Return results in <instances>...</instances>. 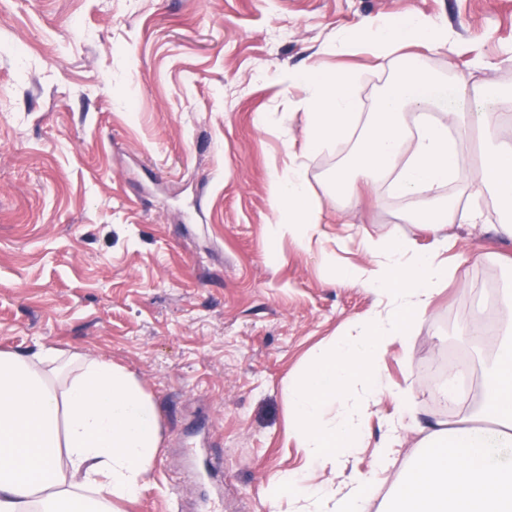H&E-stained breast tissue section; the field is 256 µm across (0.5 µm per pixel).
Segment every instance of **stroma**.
Here are the masks:
<instances>
[{"mask_svg": "<svg viewBox=\"0 0 512 512\" xmlns=\"http://www.w3.org/2000/svg\"><path fill=\"white\" fill-rule=\"evenodd\" d=\"M421 15L448 45L411 47L429 69L490 86L512 104V0H0V350L41 342L112 359L157 406L163 445L146 490L119 512H269L268 486L374 477L378 512L397 478L376 470L382 425L411 390L420 424L465 418L496 359L504 317L483 344L460 336L481 289L512 287V242L494 231L490 195L451 185L478 226L449 227L456 274L392 344L383 396L361 448L337 470L312 466L288 433V383L321 346L374 310L377 296L334 283L318 251L271 250L268 177L304 143L305 89L280 72L351 70L358 112L373 111L395 59L337 38L365 18ZM264 124H257V117ZM352 142L311 154L321 229L338 262L360 264L363 237L415 238L412 200L355 180L337 208L325 181ZM455 354L472 381L436 399Z\"/></svg>", "mask_w": 512, "mask_h": 512, "instance_id": "obj_1", "label": "stroma"}]
</instances>
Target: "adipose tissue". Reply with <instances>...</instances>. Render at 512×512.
<instances>
[{"mask_svg": "<svg viewBox=\"0 0 512 512\" xmlns=\"http://www.w3.org/2000/svg\"><path fill=\"white\" fill-rule=\"evenodd\" d=\"M424 41L447 44L448 31L412 15L398 24L365 22L335 50L363 43L381 59ZM298 79L307 89L303 152L270 176L269 246L288 238L307 248L322 239L321 205L310 194L304 156L352 138L356 152L349 168L336 171L331 189L348 190L353 173L367 182L390 180L395 195L416 203L408 221L429 225L433 235L426 250L409 237L363 238L366 262L336 268L338 282L368 288L380 308L318 349L300 382L288 388L292 432L306 459L334 469L356 448L390 388L382 372L389 346H409L412 326L454 276L445 257L449 225L482 220L479 208L444 202L446 185L465 176L491 193L503 214L495 231L512 240V143L493 144L478 167L463 168L471 129L487 132L501 121L500 113L467 106L468 95L484 92L481 84H462L439 119L428 107L443 97L441 79L400 67L363 119L350 72L307 71ZM483 385L477 417L437 424L416 443L380 512H512V338ZM331 407L338 413L329 422ZM161 441L156 406L124 367L42 343L0 351V512H113L114 499L133 501L146 488ZM373 486L369 478L352 477L309 488L285 477L268 487L266 501L270 512L285 498L293 512H369Z\"/></svg>", "mask_w": 512, "mask_h": 512, "instance_id": "1", "label": "adipose tissue"}]
</instances>
